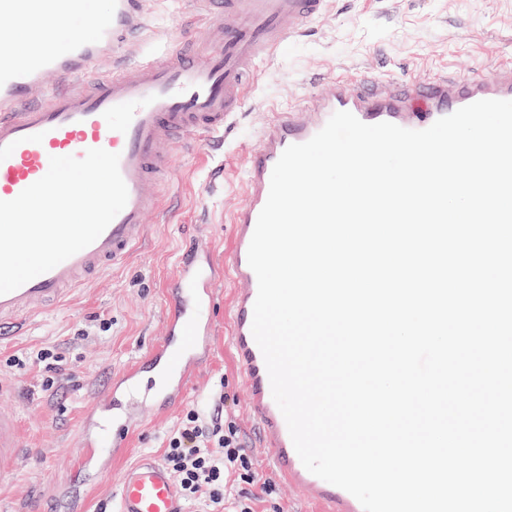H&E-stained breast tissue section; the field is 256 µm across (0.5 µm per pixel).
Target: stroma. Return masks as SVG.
Returning <instances> with one entry per match:
<instances>
[{"mask_svg":"<svg viewBox=\"0 0 512 512\" xmlns=\"http://www.w3.org/2000/svg\"><path fill=\"white\" fill-rule=\"evenodd\" d=\"M190 2L142 0L148 31L125 43L122 54L130 60L146 57L161 39L179 40L188 25L196 38H205L206 27L195 19ZM501 65L512 66V0H329L326 14L297 40L275 57L260 59L259 82L223 136L177 148L168 189L178 201L170 215L147 216L146 243L58 306L28 318L21 335L0 338V407L17 415L32 449L14 475L0 480V512H14L24 500L41 504L43 512H59L57 485L71 468L82 415L112 373L163 335L165 288L177 274L183 249L206 238L214 263H222L230 214L247 201V154L258 147L275 109L299 105L340 78L419 85L437 73L467 75ZM234 289L228 281L217 286L212 358L198 373L186 404H203L215 384L224 383L235 396L229 411L243 432L256 481L274 486L258 512H308L294 490L278 483L257 446L248 392L226 352L225 309ZM98 315L109 320V330L95 327ZM82 330L88 333L83 340L77 337ZM41 347L60 348L68 359L54 394L43 391L37 370L6 364L10 356ZM179 416L176 410L145 414L130 436L125 460L99 479L85 512H111L125 465L143 456L161 458L163 441Z\"/></svg>","mask_w":512,"mask_h":512,"instance_id":"obj_1","label":"stroma"}]
</instances>
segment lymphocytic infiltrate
I'll return each instance as SVG.
<instances>
[{
	"instance_id": "f902f5d3",
	"label": "lymphocytic infiltrate",
	"mask_w": 512,
	"mask_h": 512,
	"mask_svg": "<svg viewBox=\"0 0 512 512\" xmlns=\"http://www.w3.org/2000/svg\"><path fill=\"white\" fill-rule=\"evenodd\" d=\"M227 394L216 387L203 408L187 409L166 437L163 459L189 500L207 502L209 512H224L229 476L253 484L255 474L237 422L226 415Z\"/></svg>"
}]
</instances>
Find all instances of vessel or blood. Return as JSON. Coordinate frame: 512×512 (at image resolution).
I'll use <instances>...</instances> for the list:
<instances>
[{
  "instance_id": "b4317fda",
  "label": "vessel or blood",
  "mask_w": 512,
  "mask_h": 512,
  "mask_svg": "<svg viewBox=\"0 0 512 512\" xmlns=\"http://www.w3.org/2000/svg\"><path fill=\"white\" fill-rule=\"evenodd\" d=\"M207 21L204 42L184 35L179 46L161 42L157 53L118 60L120 39L137 29L133 0H112L110 14L92 21L88 34L60 52L53 36L74 15L79 0H0V16L42 30L25 58H17L0 32V200L16 198L42 178L53 156L83 157L102 148L119 154L128 189L125 208L88 247L18 289L0 295V325L25 321L59 304L68 292L117 265L140 245L148 214L167 212L172 199L160 187L171 181L175 150L222 133L249 94L260 56H274L322 17L326 0H194ZM114 58L111 71L89 76L92 63ZM56 87L42 103L47 78ZM485 99L512 100V67L466 78L439 73L424 85L340 80L332 94L311 95L303 106L276 113L249 152L244 175L248 202L231 216L224 272L236 289L228 310V346L249 392L248 411L279 480L297 490L316 512H363L347 491L310 473L298 457L275 403L262 353L252 334L258 293L248 248L270 189L274 165L293 144L311 139L338 111L367 124L390 122L423 130L461 107ZM216 275L208 249L193 247L181 259L167 291L165 332L130 366L112 375L102 398L86 410L66 481L69 500L88 488V476L108 473L127 450L140 410L165 413L187 397L213 347ZM26 457L17 416L0 410V474ZM114 512H183L170 473L143 458L122 475Z\"/></svg>"
}]
</instances>
